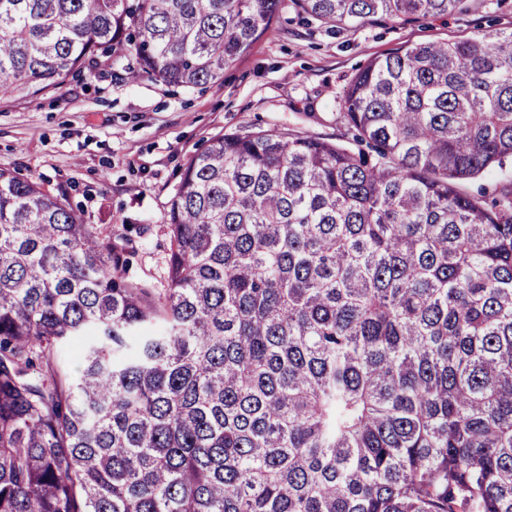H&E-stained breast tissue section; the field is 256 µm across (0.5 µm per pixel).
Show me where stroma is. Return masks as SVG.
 Returning <instances> with one entry per match:
<instances>
[{"instance_id":"35a3bbf8","label":"stroma","mask_w":512,"mask_h":512,"mask_svg":"<svg viewBox=\"0 0 512 512\" xmlns=\"http://www.w3.org/2000/svg\"><path fill=\"white\" fill-rule=\"evenodd\" d=\"M512 31V0H468L445 16L325 24L286 0L222 78L129 82L125 63L72 73L58 88L0 99V168L64 193L84 223L126 248V277L165 287L167 212L183 169L215 136L249 128L335 140L356 73L405 45Z\"/></svg>"}]
</instances>
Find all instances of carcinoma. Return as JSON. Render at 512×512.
Listing matches in <instances>:
<instances>
[{
  "instance_id": "obj_1",
  "label": "carcinoma",
  "mask_w": 512,
  "mask_h": 512,
  "mask_svg": "<svg viewBox=\"0 0 512 512\" xmlns=\"http://www.w3.org/2000/svg\"><path fill=\"white\" fill-rule=\"evenodd\" d=\"M282 2L0 0V96L103 57L215 82ZM342 105L351 146L242 129L190 159L162 291L0 169V512H512V184L459 187L512 165V32L377 56Z\"/></svg>"
}]
</instances>
